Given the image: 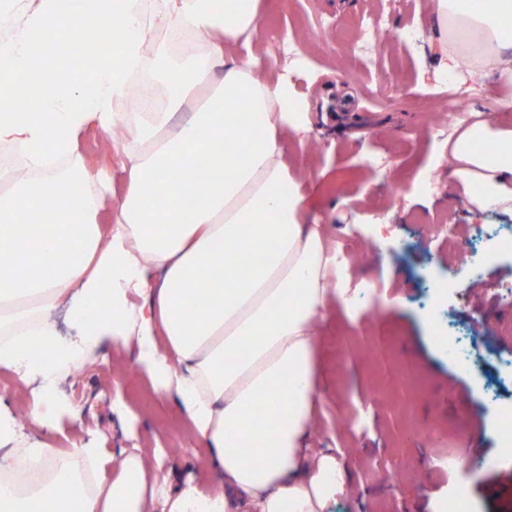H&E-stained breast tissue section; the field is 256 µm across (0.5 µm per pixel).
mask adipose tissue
Returning a JSON list of instances; mask_svg holds the SVG:
<instances>
[{
	"mask_svg": "<svg viewBox=\"0 0 512 512\" xmlns=\"http://www.w3.org/2000/svg\"><path fill=\"white\" fill-rule=\"evenodd\" d=\"M166 25L210 36L205 56L165 75L168 109L130 127L112 102L126 98L144 63L147 33L139 0H88L65 15L60 0L23 11L13 36L0 40V141L18 140L28 166L73 154L90 120L132 143H150L125 167L128 188L110 238L84 201L81 172L51 176L0 193V365L27 380L25 353L74 367L104 340L127 343L136 315L141 364L156 380H174L175 396L226 493L210 495L184 481L165 498L167 512H324L343 489L331 452L310 450L311 421L322 403L313 329L328 298L335 258L322 224L300 220L306 196L282 158L283 132L305 131L292 84H271L253 70L262 0H161ZM433 43L447 71L471 57L500 82L499 114L488 122L473 108L448 141V169L465 201L512 212V0H436ZM112 41L111 61L91 75L58 77L50 64L68 29ZM209 100L179 130L180 108L214 68ZM24 82H16L17 73ZM213 165L199 171L191 155ZM145 305L132 310L130 293ZM66 306L76 338L61 342L50 319ZM95 310L96 319L86 317ZM162 331L166 350L153 341ZM265 396L257 424L245 412ZM250 456H243V449ZM76 454L100 475L73 502L66 486L30 495L24 506L0 497V512H148L156 479L141 456L119 464L97 445Z\"/></svg>",
	"mask_w": 512,
	"mask_h": 512,
	"instance_id": "adipose-tissue-1",
	"label": "adipose tissue"
}]
</instances>
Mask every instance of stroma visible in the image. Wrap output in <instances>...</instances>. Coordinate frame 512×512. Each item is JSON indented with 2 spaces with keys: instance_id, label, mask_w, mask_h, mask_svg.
Wrapping results in <instances>:
<instances>
[{
  "instance_id": "stroma-1",
  "label": "stroma",
  "mask_w": 512,
  "mask_h": 512,
  "mask_svg": "<svg viewBox=\"0 0 512 512\" xmlns=\"http://www.w3.org/2000/svg\"><path fill=\"white\" fill-rule=\"evenodd\" d=\"M435 8L434 0H276L259 19L256 73L270 82L288 76L310 112L309 131L283 139L307 195L306 217L325 225L328 246L354 256L346 295L330 296L314 327L324 403L311 443L336 449L344 480L325 512H444L461 488L469 512H512V456L498 451L501 425L512 416V366L502 362L512 355V251L485 239L474 279L453 248L475 224L512 229V214L470 212L448 174L450 132L437 130L428 110L451 90L425 35ZM379 12L388 30H409L411 41L368 38L361 22ZM327 22L331 30L304 43L289 64L279 35ZM148 35L150 79L160 64L209 49L202 41L178 53L157 30ZM363 39L368 66L348 53ZM389 77L402 92L384 101L376 88ZM72 160L98 194L97 220L110 233L126 191L127 148L92 121ZM136 354L133 346L101 344L53 382L66 405L56 427L25 419V438L63 458L92 439L114 461L135 453L170 481L223 487L174 394L154 391ZM451 448L463 459L455 471L434 464L395 473V455L418 465Z\"/></svg>"
}]
</instances>
